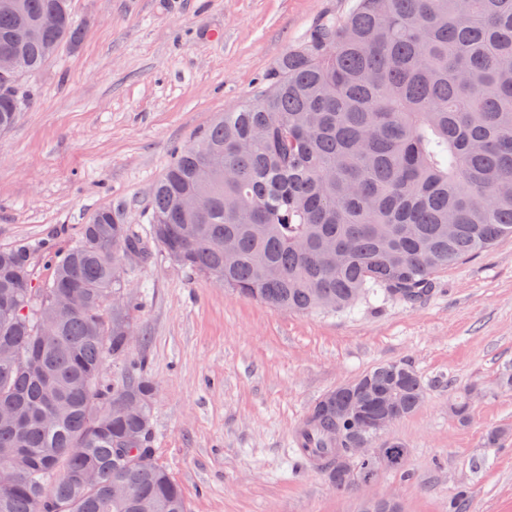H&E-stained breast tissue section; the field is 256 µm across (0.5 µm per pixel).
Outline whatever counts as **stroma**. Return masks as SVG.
Masks as SVG:
<instances>
[{"label":"stroma","mask_w":512,"mask_h":512,"mask_svg":"<svg viewBox=\"0 0 512 512\" xmlns=\"http://www.w3.org/2000/svg\"><path fill=\"white\" fill-rule=\"evenodd\" d=\"M350 0H72L82 34L39 75L0 131V249L27 247L36 284L48 257L74 244L102 209L123 214L148 251L127 261L125 294L156 385L150 446L188 512H360L397 496L402 512H512V238L442 273L413 306L376 302L302 315L233 295L172 262L144 219L175 151L199 144L220 114L256 98L282 53ZM411 364L430 384L385 438L409 450L405 472L351 489L296 465L293 435L310 408L376 364ZM481 391L468 422L449 406Z\"/></svg>","instance_id":"35a3bbf8"}]
</instances>
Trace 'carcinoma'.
Segmentation results:
<instances>
[{
  "label": "carcinoma",
  "instance_id": "1",
  "mask_svg": "<svg viewBox=\"0 0 512 512\" xmlns=\"http://www.w3.org/2000/svg\"><path fill=\"white\" fill-rule=\"evenodd\" d=\"M57 27L31 37L48 13ZM71 0H0V130L39 73L78 38ZM249 100L177 152L154 187L150 235L175 262L232 293L303 314L346 312L371 298L415 304L439 274L512 238V0H354L288 48ZM145 259L139 236L110 209L54 255L35 288L30 252L0 249V512H187L181 488L149 448L153 383L136 361L107 389L109 361L128 355L123 261ZM59 318L40 330L43 312ZM429 384L405 363L380 364L323 396L296 432L303 459L345 490L404 469L408 448L379 425L415 412ZM360 401L359 413L341 409ZM470 391L452 414L469 419ZM509 430L491 427L497 448Z\"/></svg>",
  "mask_w": 512,
  "mask_h": 512
}]
</instances>
